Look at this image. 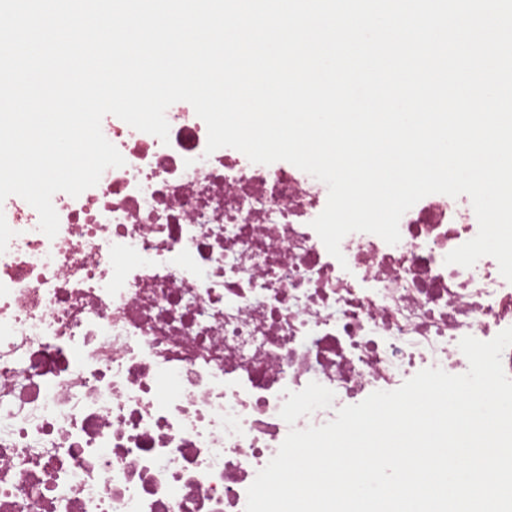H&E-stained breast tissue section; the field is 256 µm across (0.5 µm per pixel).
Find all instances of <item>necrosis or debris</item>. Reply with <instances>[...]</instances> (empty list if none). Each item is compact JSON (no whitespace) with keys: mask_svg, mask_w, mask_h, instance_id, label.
I'll list each match as a JSON object with an SVG mask.
<instances>
[{"mask_svg":"<svg viewBox=\"0 0 512 512\" xmlns=\"http://www.w3.org/2000/svg\"><path fill=\"white\" fill-rule=\"evenodd\" d=\"M168 142L103 118L125 159L52 198L59 231L0 203V512H245L290 428L391 391L512 327L497 261L445 264L474 238L468 196L431 194L401 240L353 232L331 256L328 188L224 147L185 101ZM331 407L288 425V392Z\"/></svg>","mask_w":512,"mask_h":512,"instance_id":"1","label":"necrosis or debris"}]
</instances>
